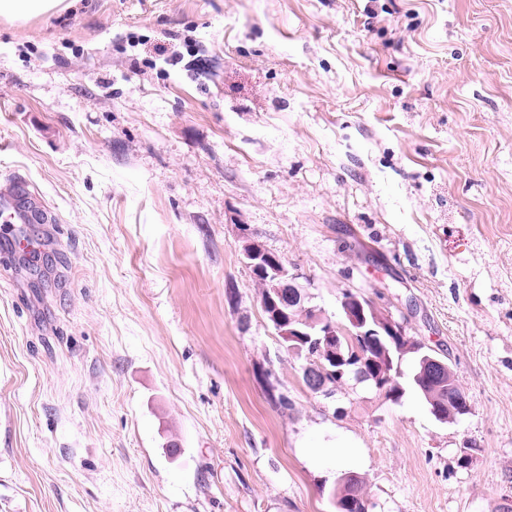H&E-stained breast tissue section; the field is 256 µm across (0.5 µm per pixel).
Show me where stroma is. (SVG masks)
Returning <instances> with one entry per match:
<instances>
[{"instance_id": "1", "label": "stroma", "mask_w": 512, "mask_h": 512, "mask_svg": "<svg viewBox=\"0 0 512 512\" xmlns=\"http://www.w3.org/2000/svg\"><path fill=\"white\" fill-rule=\"evenodd\" d=\"M0 512L512 507V0H74L0 20ZM449 359L302 381L243 254ZM347 435L359 464L311 465ZM472 461L459 463L462 449ZM421 364V365H420ZM426 374L422 373V370ZM427 375L433 379L439 386L427 377ZM452 371L448 364L442 362L438 357L425 354L420 363H418V369L414 376V382L419 392L430 406L431 413L439 421L442 419H448V423L456 422L460 416H455L453 412H450L451 417L448 418V406L452 409L463 412H468L470 406H467L468 397L462 389L459 381L453 372V380H451ZM446 385V386H444ZM467 406V409H465ZM336 512H369L368 499L361 481L354 475L341 479L333 489Z\"/></svg>"}]
</instances>
